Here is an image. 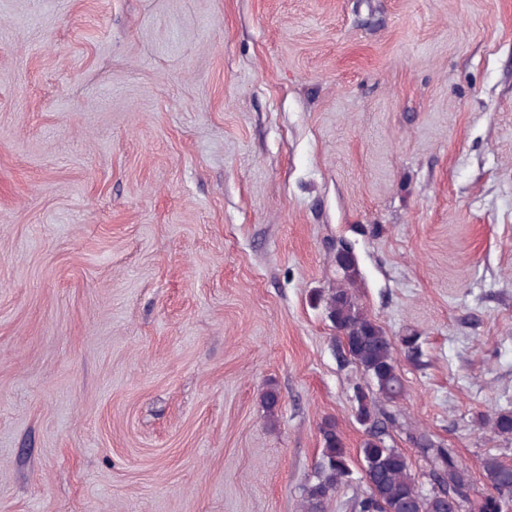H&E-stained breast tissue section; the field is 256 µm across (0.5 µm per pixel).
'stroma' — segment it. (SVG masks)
Instances as JSON below:
<instances>
[{"mask_svg": "<svg viewBox=\"0 0 512 512\" xmlns=\"http://www.w3.org/2000/svg\"><path fill=\"white\" fill-rule=\"evenodd\" d=\"M343 240L404 380L386 443L488 492L512 0H0V512H299L327 419L353 475L325 512H357Z\"/></svg>", "mask_w": 512, "mask_h": 512, "instance_id": "1", "label": "stroma"}]
</instances>
